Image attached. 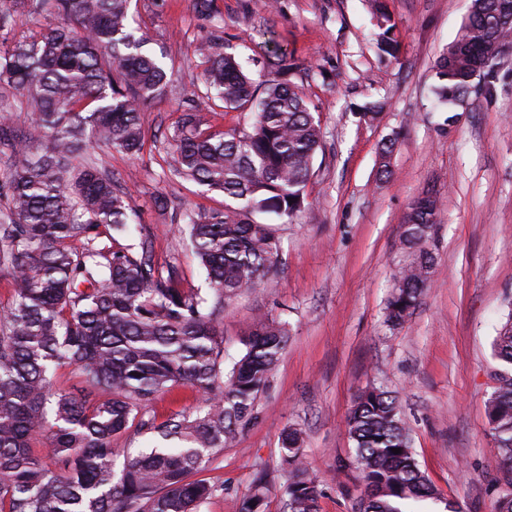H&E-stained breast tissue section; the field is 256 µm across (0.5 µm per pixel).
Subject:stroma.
Masks as SVG:
<instances>
[{
  "label": "stroma",
  "instance_id": "obj_1",
  "mask_svg": "<svg viewBox=\"0 0 512 512\" xmlns=\"http://www.w3.org/2000/svg\"><path fill=\"white\" fill-rule=\"evenodd\" d=\"M397 24V59L381 60L364 0H217L224 49L247 59L275 41L288 62L326 67L329 81L304 88L324 131L308 206L295 223L275 224L279 272L224 309V355L237 357L255 317L289 323L288 347L255 418L202 471L219 492L203 512H239L258 472L269 476L266 512H287L281 434L301 433V453L319 490V512H354L363 493L346 417L371 385L396 397L416 458L440 500L419 512H495L504 489L501 454L485 401L495 385L492 341L512 312V46L499 57L493 94L472 92L440 112L431 94L434 64L455 37L469 0H387ZM135 25L164 50L170 78L163 99L142 113L145 144L135 156L96 147L117 186L153 234L158 262L175 261L187 285L205 275L179 230L184 211L224 207L223 194L175 179L165 136L200 85L193 50L210 28L192 0H133ZM380 102L376 119L359 106ZM395 139L391 179L378 155ZM441 191L438 222L426 241L432 285L413 316L385 322L395 277L414 254L401 244L409 203ZM168 209L158 212L156 196Z\"/></svg>",
  "mask_w": 512,
  "mask_h": 512
}]
</instances>
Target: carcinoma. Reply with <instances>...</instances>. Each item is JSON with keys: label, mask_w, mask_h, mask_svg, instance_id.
I'll return each instance as SVG.
<instances>
[{"label": "carcinoma", "mask_w": 512, "mask_h": 512, "mask_svg": "<svg viewBox=\"0 0 512 512\" xmlns=\"http://www.w3.org/2000/svg\"><path fill=\"white\" fill-rule=\"evenodd\" d=\"M130 2L0 0V32L12 36L0 50V98L24 99L42 132L34 148L13 124L0 122V146L11 151L0 170V269L12 286V301L0 310V512H201L220 487L192 475L253 420L258 394L288 345V323L261 316L228 363L221 324L226 302L274 276L280 240L254 216L290 223L305 209L324 139L311 102L284 72L255 79L224 51L215 0H193L212 29L194 50L204 92L188 100L166 142L175 177L224 194V209L185 215L183 230L209 288L184 287L181 266L158 264L153 236L134 223L136 210L88 153L98 144L139 153L143 107L168 86L164 62L133 27ZM366 2L378 54L397 58L387 0ZM23 13L58 22L17 34ZM511 44L512 0H470L436 61L437 102L454 105L478 77L491 85L500 51ZM217 108L247 112L250 123L215 129L206 113ZM394 147L389 139L381 148L384 178L393 175ZM439 213L434 187L408 206L402 242L418 253L399 271L388 300L393 327L407 321L430 284L434 258L424 244ZM102 226L112 231L110 248L99 244ZM494 351L502 368L486 410L511 486L512 313L497 330ZM63 367L79 376V392L56 388ZM180 386L200 395L198 406L156 423L149 404ZM132 427L178 445L117 446ZM347 430L364 482L357 512H410L437 498L388 391H360ZM39 437L51 448L49 463L31 451ZM282 448L288 512H318L300 433L283 432ZM269 491L257 476L240 512H264Z\"/></svg>", "instance_id": "carcinoma-1"}]
</instances>
